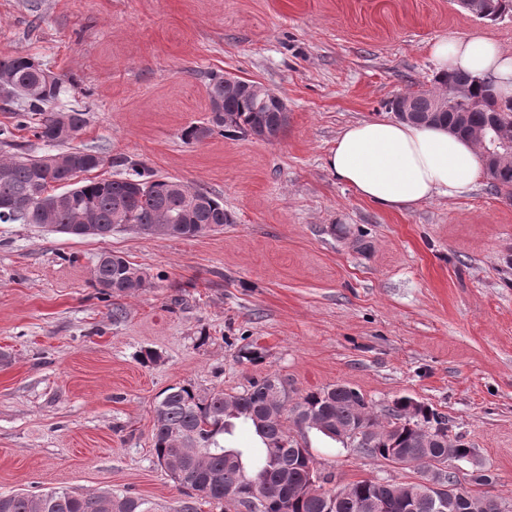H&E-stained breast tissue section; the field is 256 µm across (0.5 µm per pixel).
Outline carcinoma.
Listing matches in <instances>:
<instances>
[{
  "label": "carcinoma",
  "instance_id": "obj_1",
  "mask_svg": "<svg viewBox=\"0 0 512 512\" xmlns=\"http://www.w3.org/2000/svg\"><path fill=\"white\" fill-rule=\"evenodd\" d=\"M1 82L19 95V99L9 98L7 102L17 106L15 115L23 117L18 126L29 128L36 139L59 145L65 143L59 137L62 127L77 132L85 127L83 110L54 109L63 81L52 72L46 73L42 62L27 56H0ZM441 83L469 84L475 97L490 107L496 105L491 86L468 74L456 73ZM207 89L209 102L223 101L228 117H210L205 129L189 127L185 132L187 141L200 142L216 132L246 134L258 116L249 97L224 95L222 73L209 74ZM265 110L266 140L274 141L284 126L273 119L275 103H269ZM68 153L73 160L65 171H49L43 155L18 153L0 159V168L7 170V175L0 177L1 202L34 198L51 189V182L64 177L73 191L71 201L47 219L34 208L0 216L1 224H73L79 210L90 213L106 237L118 228L145 232L162 223L166 214L177 212L185 193L203 204L186 214L180 237L193 238L230 223L224 202L207 192L157 177L126 160L122 161L127 166L125 176L93 177L91 173L103 165L98 154L80 148H71ZM487 177L496 191L512 197V171L489 173ZM143 275L125 258L103 253L95 263L93 281L105 294L127 296L139 290L133 280L140 281ZM277 382L279 378L271 374L250 381L232 395L237 403L233 413L224 410L226 393L222 390L203 395L190 385L166 389L154 406L152 442L158 464L188 495L221 505L224 512H433L427 498L414 494L416 481L383 484L379 478H364L336 490L324 489L329 483L326 476L311 483L314 460L308 448L286 435V414L293 416L297 427L305 424L332 440L339 425L352 423L369 428L375 431L377 443L357 450L361 457L389 465L411 460L420 474L435 461H464L471 453L462 439H449L445 417L428 405L416 403L411 423H401V414L407 412L411 402L408 397L395 399L385 421L379 422L370 415L364 395L348 385L308 392L289 409L287 396H278L273 390ZM238 422L253 429L259 447L224 445L225 436L232 434ZM425 427L441 430L442 440L424 441L419 430ZM369 502L376 508L367 510ZM0 512H153V508L143 498L51 489L37 494H2Z\"/></svg>",
  "mask_w": 512,
  "mask_h": 512
}]
</instances>
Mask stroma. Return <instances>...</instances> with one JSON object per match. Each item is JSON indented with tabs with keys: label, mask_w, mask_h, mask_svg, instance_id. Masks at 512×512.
I'll use <instances>...</instances> for the list:
<instances>
[{
	"label": "stroma",
	"mask_w": 512,
	"mask_h": 512,
	"mask_svg": "<svg viewBox=\"0 0 512 512\" xmlns=\"http://www.w3.org/2000/svg\"><path fill=\"white\" fill-rule=\"evenodd\" d=\"M474 34L512 52V13L481 20L458 0H0V55L62 78L59 105L87 112L74 144L103 157L100 177L132 161L206 190L231 218L189 239L0 223V493L109 492L173 512L186 497L152 453L160 393H235L272 374L293 403L343 383L379 418L400 396L431 406L497 474L480 495L512 504V200L484 178L390 211L326 166L349 124L440 91L435 40ZM225 71L286 102L278 140L184 139L210 116L209 73ZM105 252L145 286L101 298ZM252 347L261 362L243 360ZM289 432L332 487L414 477Z\"/></svg>",
	"instance_id": "1"
}]
</instances>
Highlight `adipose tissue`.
<instances>
[{"mask_svg": "<svg viewBox=\"0 0 512 512\" xmlns=\"http://www.w3.org/2000/svg\"><path fill=\"white\" fill-rule=\"evenodd\" d=\"M437 74L469 72L494 80L499 97L512 96V53L482 36L445 37L430 47ZM326 165L362 199L401 210L435 197L461 196L479 181L476 146L437 126L388 119L346 127Z\"/></svg>", "mask_w": 512, "mask_h": 512, "instance_id": "1", "label": "adipose tissue"}]
</instances>
